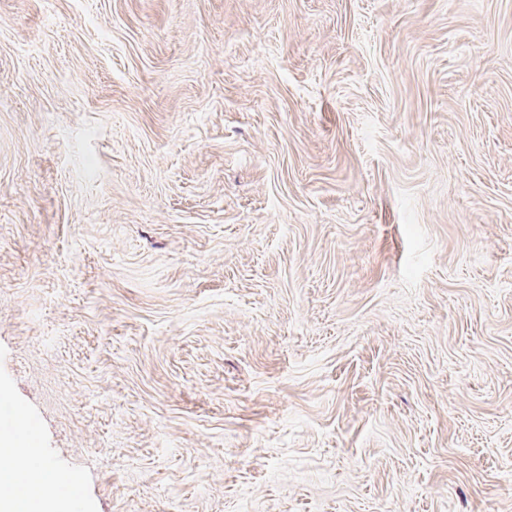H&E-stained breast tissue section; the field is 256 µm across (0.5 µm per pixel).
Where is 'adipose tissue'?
<instances>
[{
	"instance_id": "adipose-tissue-1",
	"label": "adipose tissue",
	"mask_w": 512,
	"mask_h": 512,
	"mask_svg": "<svg viewBox=\"0 0 512 512\" xmlns=\"http://www.w3.org/2000/svg\"><path fill=\"white\" fill-rule=\"evenodd\" d=\"M68 475L47 465L41 451L21 439L0 445V512H71L72 504L60 493ZM25 495H17V484Z\"/></svg>"
}]
</instances>
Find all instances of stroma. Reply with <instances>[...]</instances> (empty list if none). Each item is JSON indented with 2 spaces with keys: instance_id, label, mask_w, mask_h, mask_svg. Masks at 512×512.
<instances>
[{
  "instance_id": "obj_1",
  "label": "stroma",
  "mask_w": 512,
  "mask_h": 512,
  "mask_svg": "<svg viewBox=\"0 0 512 512\" xmlns=\"http://www.w3.org/2000/svg\"><path fill=\"white\" fill-rule=\"evenodd\" d=\"M5 403L77 512H512V0H0Z\"/></svg>"
}]
</instances>
